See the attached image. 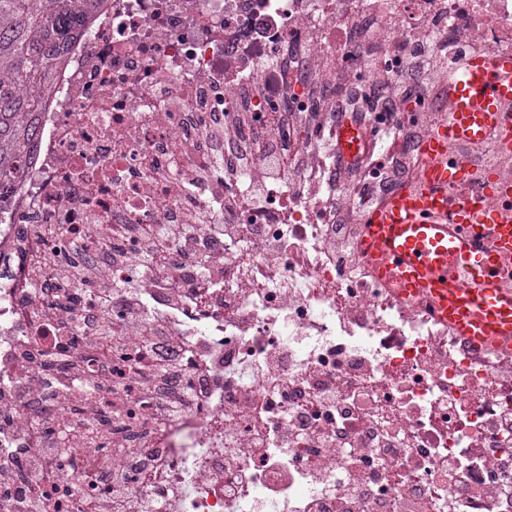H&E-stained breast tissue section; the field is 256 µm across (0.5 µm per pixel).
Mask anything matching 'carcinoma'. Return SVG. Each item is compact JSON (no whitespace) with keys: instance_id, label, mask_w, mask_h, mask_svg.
<instances>
[{"instance_id":"cac0c4a2","label":"carcinoma","mask_w":512,"mask_h":512,"mask_svg":"<svg viewBox=\"0 0 512 512\" xmlns=\"http://www.w3.org/2000/svg\"><path fill=\"white\" fill-rule=\"evenodd\" d=\"M102 0H0V190L24 173L36 148L52 62Z\"/></svg>"}]
</instances>
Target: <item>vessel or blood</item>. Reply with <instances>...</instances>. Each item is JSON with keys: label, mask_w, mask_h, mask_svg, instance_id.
<instances>
[{"label": "vessel or blood", "mask_w": 512, "mask_h": 512, "mask_svg": "<svg viewBox=\"0 0 512 512\" xmlns=\"http://www.w3.org/2000/svg\"><path fill=\"white\" fill-rule=\"evenodd\" d=\"M446 93V121L419 148L418 182L362 215V249L384 284L404 297L429 296L460 336L484 347L512 340V282L502 265L512 255V215L467 196L469 171L448 164V147L491 134L512 146V58L474 59L449 74ZM334 146L344 159L358 157L357 122L337 124Z\"/></svg>", "instance_id": "1"}]
</instances>
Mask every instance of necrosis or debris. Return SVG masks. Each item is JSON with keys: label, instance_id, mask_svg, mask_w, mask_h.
<instances>
[{"label": "necrosis or debris", "instance_id": "1", "mask_svg": "<svg viewBox=\"0 0 512 512\" xmlns=\"http://www.w3.org/2000/svg\"><path fill=\"white\" fill-rule=\"evenodd\" d=\"M447 43L436 71H459L475 55H512V0H104L66 47L42 107L35 160L0 205V512H20L24 482L7 457L51 449L53 484L67 512H445L462 484L479 492L462 512H512V346L477 352L428 301L401 300L383 285L357 242L330 251L320 228L358 193L308 176L336 164V115L323 112L337 87L362 86L357 107L366 146L398 140L403 128L429 137L440 125L424 94L400 112L371 109L368 93L414 65L416 22ZM322 112L318 126L288 136L289 167L270 166L257 190L224 175V133L239 113L276 135L286 112ZM470 170L469 191L487 208L500 199L488 177L512 183V152L497 137L450 145ZM261 223L259 239L218 237L210 266L217 284L199 299L149 302L130 312L90 301L124 277L160 293L170 278L139 262L140 240L112 258L115 224ZM103 260L76 265L74 241ZM183 347L181 375L192 393L178 415L162 416L164 385L140 374L111 381L135 360L145 324ZM43 325L57 343L41 341ZM287 352L288 376L312 404L314 427L349 440L368 436L358 462L334 448L299 447L260 464L241 459L230 480L214 467L234 456L224 435L262 417L288 426L281 382L261 368ZM60 368L55 414H32L36 374ZM249 382L262 403L238 413L223 389ZM195 423V449L173 452L176 418ZM391 458L400 477L382 464ZM120 471L116 490L93 491L94 473Z\"/></svg>", "mask_w": 512, "mask_h": 512}]
</instances>
